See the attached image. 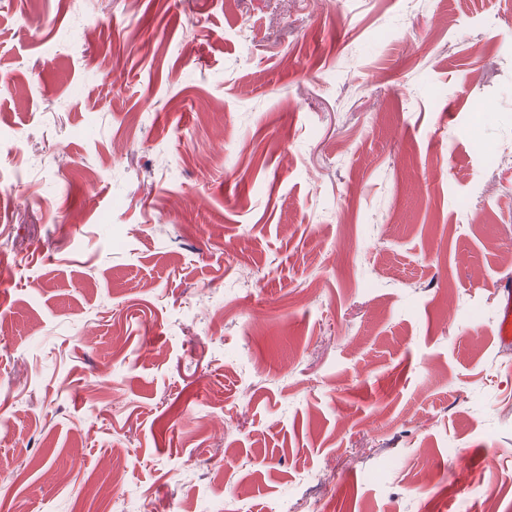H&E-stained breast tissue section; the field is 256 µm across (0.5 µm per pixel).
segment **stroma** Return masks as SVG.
I'll return each instance as SVG.
<instances>
[{
    "label": "stroma",
    "mask_w": 512,
    "mask_h": 512,
    "mask_svg": "<svg viewBox=\"0 0 512 512\" xmlns=\"http://www.w3.org/2000/svg\"><path fill=\"white\" fill-rule=\"evenodd\" d=\"M509 147L512 0H0V512H512ZM496 288L497 301L499 303V320L496 331L500 345H512V281L498 280Z\"/></svg>",
    "instance_id": "1"
}]
</instances>
